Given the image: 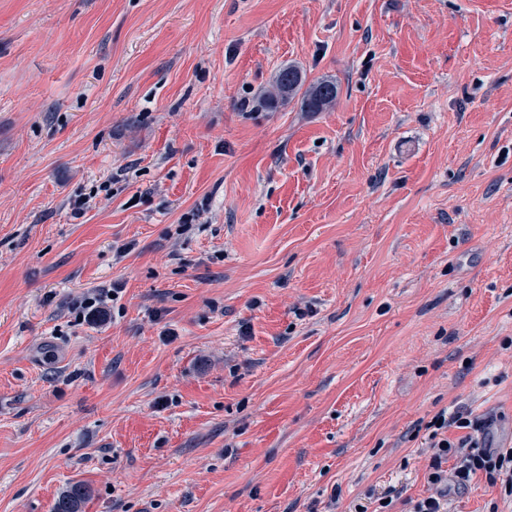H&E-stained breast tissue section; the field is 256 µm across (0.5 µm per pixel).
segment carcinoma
<instances>
[{
	"label": "carcinoma",
	"mask_w": 512,
	"mask_h": 512,
	"mask_svg": "<svg viewBox=\"0 0 512 512\" xmlns=\"http://www.w3.org/2000/svg\"><path fill=\"white\" fill-rule=\"evenodd\" d=\"M338 86L330 79H318L306 83V75L300 67L288 64L273 75L265 92V102L279 107L295 99L300 100L306 112H324L336 105ZM88 496L87 487L76 482L71 484L56 500L54 512H82Z\"/></svg>",
	"instance_id": "carcinoma-1"
}]
</instances>
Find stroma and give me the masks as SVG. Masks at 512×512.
I'll return each mask as SVG.
<instances>
[{"instance_id": "1", "label": "stroma", "mask_w": 512, "mask_h": 512, "mask_svg": "<svg viewBox=\"0 0 512 512\" xmlns=\"http://www.w3.org/2000/svg\"><path fill=\"white\" fill-rule=\"evenodd\" d=\"M458 406L512 443V0H0V512H407ZM264 97L275 108L298 97L304 111L324 112L336 105L338 86L330 79H318L306 86L305 73L297 65L288 64L275 72ZM123 289L121 284L112 283V288L82 292L71 300L70 310L83 321L93 320L102 312L106 300L108 298L112 299V301L117 299ZM110 294H113V297H110ZM88 493L83 483L71 484L56 500L54 512H82Z\"/></svg>"}]
</instances>
